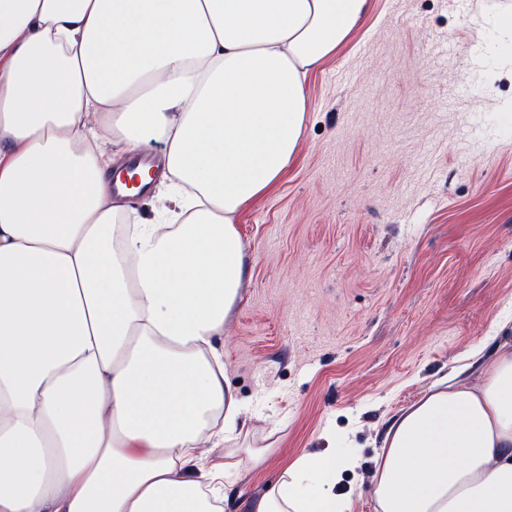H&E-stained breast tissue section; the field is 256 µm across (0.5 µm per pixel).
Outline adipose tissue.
<instances>
[{"label": "adipose tissue", "instance_id": "obj_1", "mask_svg": "<svg viewBox=\"0 0 512 512\" xmlns=\"http://www.w3.org/2000/svg\"><path fill=\"white\" fill-rule=\"evenodd\" d=\"M370 0H0V512H225L243 404L216 342L236 228L294 161L308 76ZM163 147L145 224L112 158ZM299 456L252 512H350ZM374 512H512V340L391 419ZM168 182L159 184V181L152 187V190L141 197H132L126 203H117L120 206L132 208L144 223H150L157 210L163 206H169L167 200Z\"/></svg>", "mask_w": 512, "mask_h": 512}]
</instances>
